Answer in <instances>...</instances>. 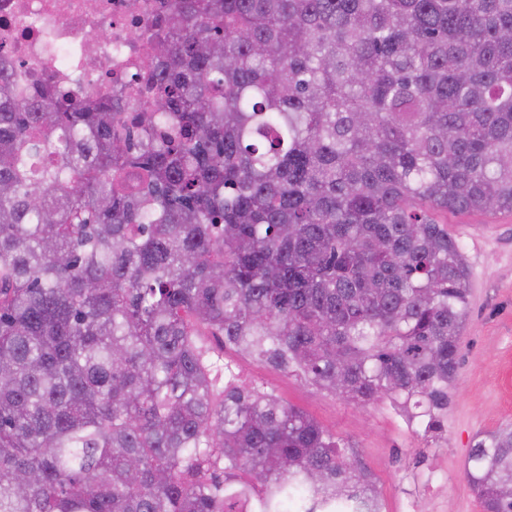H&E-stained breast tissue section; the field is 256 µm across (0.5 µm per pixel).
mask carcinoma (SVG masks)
<instances>
[{
  "label": "carcinoma",
  "mask_w": 512,
  "mask_h": 512,
  "mask_svg": "<svg viewBox=\"0 0 512 512\" xmlns=\"http://www.w3.org/2000/svg\"><path fill=\"white\" fill-rule=\"evenodd\" d=\"M153 111L0 76V512H383L342 439L221 377L448 409L450 211L512 213V0H173ZM464 475L512 512V426Z\"/></svg>",
  "instance_id": "carcinoma-1"
}]
</instances>
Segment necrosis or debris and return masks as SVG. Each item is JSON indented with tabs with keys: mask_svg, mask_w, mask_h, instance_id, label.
Masks as SVG:
<instances>
[{
	"mask_svg": "<svg viewBox=\"0 0 512 512\" xmlns=\"http://www.w3.org/2000/svg\"><path fill=\"white\" fill-rule=\"evenodd\" d=\"M167 7L166 0H0V59L27 69L31 96L54 81L95 100L123 95L127 111L147 112L151 45L131 34Z\"/></svg>",
	"mask_w": 512,
	"mask_h": 512,
	"instance_id": "obj_1",
	"label": "necrosis or debris"
}]
</instances>
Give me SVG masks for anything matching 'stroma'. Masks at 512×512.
I'll return each mask as SVG.
<instances>
[{
  "mask_svg": "<svg viewBox=\"0 0 512 512\" xmlns=\"http://www.w3.org/2000/svg\"><path fill=\"white\" fill-rule=\"evenodd\" d=\"M460 242L470 273V307L460 366L440 430L426 434L390 401L360 406L320 391L294 373L259 366L232 349L218 354L240 382L274 390L349 445L371 475L387 512L407 499L420 512H481L463 464L478 435L512 424V214L478 210L438 217ZM440 474L427 483V470Z\"/></svg>",
  "mask_w": 512,
  "mask_h": 512,
  "instance_id": "1",
  "label": "stroma"
}]
</instances>
